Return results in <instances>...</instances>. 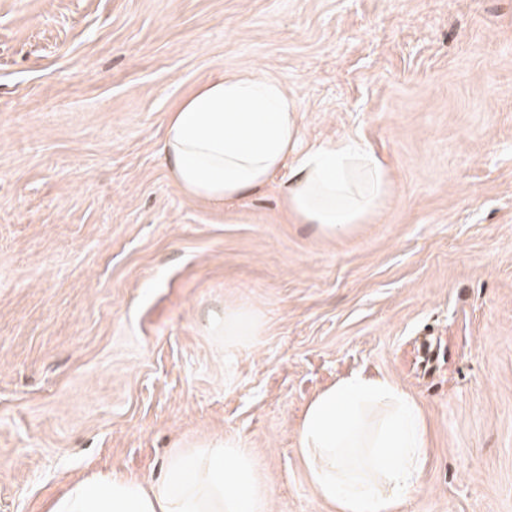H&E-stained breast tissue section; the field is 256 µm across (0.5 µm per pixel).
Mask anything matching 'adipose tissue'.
I'll list each match as a JSON object with an SVG mask.
<instances>
[{
    "label": "adipose tissue",
    "mask_w": 512,
    "mask_h": 512,
    "mask_svg": "<svg viewBox=\"0 0 512 512\" xmlns=\"http://www.w3.org/2000/svg\"><path fill=\"white\" fill-rule=\"evenodd\" d=\"M299 110L284 85L259 72L219 76L170 112L162 150L171 180L191 199L233 202L286 176L283 209L334 237L366 223L391 187L364 144L301 147ZM316 495L336 512H402L429 453L415 400L388 379L345 376L317 393L296 429ZM47 512H271L256 462L237 437L174 445L162 476L98 472L51 499Z\"/></svg>",
    "instance_id": "adipose-tissue-1"
}]
</instances>
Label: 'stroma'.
<instances>
[{"instance_id": "stroma-1", "label": "stroma", "mask_w": 512, "mask_h": 512, "mask_svg": "<svg viewBox=\"0 0 512 512\" xmlns=\"http://www.w3.org/2000/svg\"><path fill=\"white\" fill-rule=\"evenodd\" d=\"M247 70L302 146L388 166L368 223L323 238L282 183L213 208L170 179L171 109ZM241 304L229 347L208 319ZM355 373L421 408L404 512H512V0H0V512L213 433L272 512H334L295 431Z\"/></svg>"}]
</instances>
